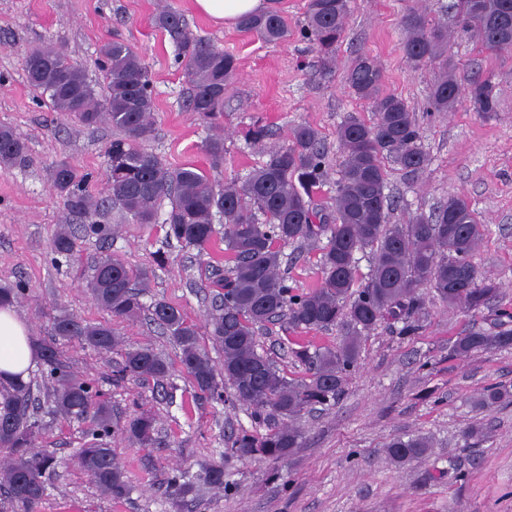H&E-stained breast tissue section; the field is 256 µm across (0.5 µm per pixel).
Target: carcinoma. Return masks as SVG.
<instances>
[{
    "label": "carcinoma",
    "instance_id": "carcinoma-1",
    "mask_svg": "<svg viewBox=\"0 0 512 512\" xmlns=\"http://www.w3.org/2000/svg\"><path fill=\"white\" fill-rule=\"evenodd\" d=\"M456 28L473 38L490 55L512 52V0H454ZM350 0H307L300 35L308 40L324 68L336 57L346 36ZM153 25L176 44L177 60L190 77L188 108L200 117L218 122L224 112V91L236 75V57L188 31L183 15L168 7ZM238 30L265 43L288 40V25L277 10L241 19ZM401 49L416 66L441 64V75L428 96L431 112H450L465 101L468 110L482 118L498 111L494 75L458 83L456 64L448 55L453 36L431 25L421 13L404 21ZM108 80L109 95L99 101L83 69L53 49H34L24 57L29 84L47 95L52 107L91 127L107 120L118 131L106 152L108 197L137 224L154 223L157 205L169 200L163 221L165 239H174L200 252L214 241L224 242V254L233 262L231 275L213 281L220 289V304L207 326L215 345L224 354V370L216 371L200 348L195 325L178 308L163 301L152 303L151 320L179 349L182 370L191 379L195 397L222 403L224 384L230 382L235 401L266 420L263 433L227 436L232 454L260 455L280 460L303 446L304 433L289 420L336 400L348 375L356 367L361 336L385 324L402 336L419 333L428 316L430 298L466 312L490 308L498 286L471 261L485 234L470 203L452 195L432 214H418L407 224H391L392 202L384 161L409 175L424 171L429 156L422 132L407 102L383 90V71L370 55H360L346 75L349 90L367 102L373 119L350 114L336 129L342 150L336 179L335 207L327 210L312 203L314 188L326 175V151L319 129L310 123L295 125L288 142L266 152V160L252 168L245 180L216 187L192 164L168 165L144 147L154 138V98L149 69L131 46L107 41L99 49ZM212 163L224 160V136L216 134L204 145ZM26 161V145L6 125L0 126V166ZM54 190L68 209L90 220L88 235L106 240L112 228L99 218L104 204L84 188V175L68 161L50 175ZM224 218V233L215 228ZM326 238L321 247L322 280L318 287L297 292L281 272V246ZM75 236L68 225L55 231L51 242L54 262L71 263ZM372 255L366 287L354 289L358 253ZM151 287L149 271L130 270L119 258L102 253L94 262L87 288L111 317L131 320L144 309L142 297ZM25 292L21 284L0 287V306L16 303ZM278 321L287 334L299 330L336 329L341 339L333 347L311 353L306 347L291 350L308 366L309 377H285L267 356L258 351L257 331ZM493 332L469 331L448 346L452 355L512 347V313H495ZM73 339L98 352H109L119 338L109 323H90L62 309L53 318L51 338L38 343L44 378L51 396L47 414L65 418H91L79 468L97 488L114 500L125 498L130 487L126 473L112 452L109 439L118 431L140 448L157 444L155 418L142 412L125 423L112 421V408L104 393L70 370L60 351ZM170 364L151 347L125 353L115 370L118 380L169 378ZM512 403V385L486 387L476 401L483 411ZM47 423L30 383L0 381V448L8 461L0 467V512H39L54 468V458L36 442ZM431 441L424 434L394 437L384 448L397 466L424 458ZM198 479L224 486V463L202 466ZM170 495L183 500L195 494V480L184 473L167 482Z\"/></svg>",
    "mask_w": 512,
    "mask_h": 512
}]
</instances>
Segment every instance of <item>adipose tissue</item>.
<instances>
[{"label": "adipose tissue", "mask_w": 512, "mask_h": 512, "mask_svg": "<svg viewBox=\"0 0 512 512\" xmlns=\"http://www.w3.org/2000/svg\"><path fill=\"white\" fill-rule=\"evenodd\" d=\"M199 12L231 25L240 17L267 10L269 0H195ZM36 352L26 320L12 307L0 309V378H27Z\"/></svg>", "instance_id": "adipose-tissue-1"}]
</instances>
